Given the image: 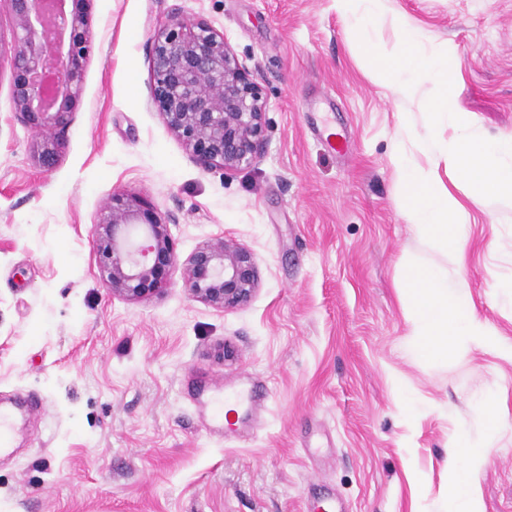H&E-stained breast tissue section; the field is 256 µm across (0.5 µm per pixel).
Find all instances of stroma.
Segmentation results:
<instances>
[{
	"label": "stroma",
	"mask_w": 512,
	"mask_h": 512,
	"mask_svg": "<svg viewBox=\"0 0 512 512\" xmlns=\"http://www.w3.org/2000/svg\"><path fill=\"white\" fill-rule=\"evenodd\" d=\"M425 51L462 74L461 108L512 134V0H390ZM208 23L266 101L264 156L201 168L150 101L152 37L172 12ZM83 93L56 167L14 115L0 17V404L23 402L0 453V512H448L449 446L489 440L484 512H512V202H466L458 259L420 244L397 192L431 85L410 97L365 74L335 0H90ZM174 215L179 258L226 236L255 255L243 308L193 299L180 274L143 302L113 297L94 226L113 192ZM416 255L468 293L499 346L408 357L401 263ZM261 381L233 430L198 390ZM493 395L488 434L480 404Z\"/></svg>",
	"instance_id": "35a3bbf8"
}]
</instances>
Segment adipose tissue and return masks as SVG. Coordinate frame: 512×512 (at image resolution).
<instances>
[{
	"instance_id": "obj_1",
	"label": "adipose tissue",
	"mask_w": 512,
	"mask_h": 512,
	"mask_svg": "<svg viewBox=\"0 0 512 512\" xmlns=\"http://www.w3.org/2000/svg\"><path fill=\"white\" fill-rule=\"evenodd\" d=\"M399 299L416 339L408 354L438 360L470 344L496 345L493 333L473 314L470 302L453 293L440 270L409 257L401 265Z\"/></svg>"
}]
</instances>
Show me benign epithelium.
Instances as JSON below:
<instances>
[{"instance_id": "benign-epithelium-1", "label": "benign epithelium", "mask_w": 512, "mask_h": 512, "mask_svg": "<svg viewBox=\"0 0 512 512\" xmlns=\"http://www.w3.org/2000/svg\"><path fill=\"white\" fill-rule=\"evenodd\" d=\"M73 8L67 9V2ZM14 34L15 115L35 133L31 156L49 170L83 93L89 52L86 0H5ZM150 99L171 132L205 167L235 169L265 153L266 101L252 71L224 36L175 11L153 35ZM171 216L163 219L121 192L102 211L94 232L101 280L112 296L139 302L166 286L168 268L181 271L188 294L222 311L254 296L259 270L252 251L223 237L199 243L184 261L171 250Z\"/></svg>"}]
</instances>
